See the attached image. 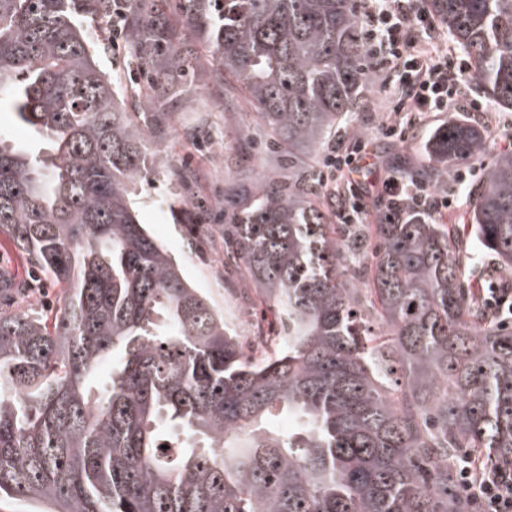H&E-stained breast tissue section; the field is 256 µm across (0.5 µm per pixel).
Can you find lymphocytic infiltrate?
<instances>
[{"label": "lymphocytic infiltrate", "mask_w": 512, "mask_h": 512, "mask_svg": "<svg viewBox=\"0 0 512 512\" xmlns=\"http://www.w3.org/2000/svg\"><path fill=\"white\" fill-rule=\"evenodd\" d=\"M358 12L369 65L380 84L392 91L390 110L395 118L382 125L383 135L407 140L417 120L428 112L486 111L480 99L461 103L470 81L469 65L449 51L443 28L421 0H359ZM368 155L364 147L355 158L334 152L325 159L326 169L346 181L347 198L336 208L340 223L360 220L364 197L355 177L372 170ZM379 194L388 197L394 222L413 213L432 220L452 205L427 189H411L395 176L381 182ZM459 478L476 512H512V459L489 468L462 465Z\"/></svg>", "instance_id": "f902f5d3"}]
</instances>
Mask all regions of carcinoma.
<instances>
[{"mask_svg":"<svg viewBox=\"0 0 512 512\" xmlns=\"http://www.w3.org/2000/svg\"><path fill=\"white\" fill-rule=\"evenodd\" d=\"M512 110V0H426ZM125 35L132 112L79 19ZM355 0H0V99L46 147L0 138V235L61 286L0 307V501L37 512H467L457 460L512 458V329L474 297L445 224H333L313 162L376 82ZM256 110L288 179L238 163L224 254L271 315L241 341L131 195L162 170L197 45ZM487 149L465 120L398 172L448 187ZM512 270V152L472 191ZM368 280L353 271L370 248ZM296 423L283 431L275 419Z\"/></svg>","mask_w":512,"mask_h":512,"instance_id":"carcinoma-1","label":"carcinoma"}]
</instances>
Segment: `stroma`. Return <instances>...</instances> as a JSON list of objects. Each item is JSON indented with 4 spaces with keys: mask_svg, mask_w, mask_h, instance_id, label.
<instances>
[{
    "mask_svg": "<svg viewBox=\"0 0 512 512\" xmlns=\"http://www.w3.org/2000/svg\"><path fill=\"white\" fill-rule=\"evenodd\" d=\"M221 90L212 82L199 84L187 96L185 108L179 113L175 131L166 152L171 164L190 170L192 178L182 184L171 181L165 174L155 173L142 182L134 197L142 223L178 257L194 255L187 265L188 278L209 296L214 306L227 314L239 335L254 331L260 324L256 310L261 303L256 295L242 287L233 268L216 269L215 263L224 257L223 207L218 201L224 196V183L236 175L226 160L241 150H248L258 168L278 170L281 160L268 146L263 130L254 121L252 109L240 104L236 112L223 109ZM388 94L379 85L365 93V106L356 118L341 126L335 142L341 151L356 153L361 139L372 138L371 150L379 162V177L391 175L395 160L402 156L421 159L429 132L450 120L447 112L434 113L419 122L408 141L378 137L380 124L389 120ZM471 124L479 127L488 148L479 161L457 165L448 173L449 198L453 205L442 218L443 223L459 228L462 250L473 260L468 267L472 289L490 287L495 262L482 254L471 232V203L468 194L494 158L505 150V140L512 136V110L490 108L481 115L470 116ZM249 131L248 143H240L236 129ZM189 210L193 216H205L203 224H181L175 218L177 210ZM0 271L6 272L15 284L25 285L16 296L15 307L33 312L47 311L55 306L59 288L33 270L29 263L5 239L0 238Z\"/></svg>",
    "mask_w": 512,
    "mask_h": 512,
    "instance_id": "stroma-1",
    "label": "stroma"
}]
</instances>
